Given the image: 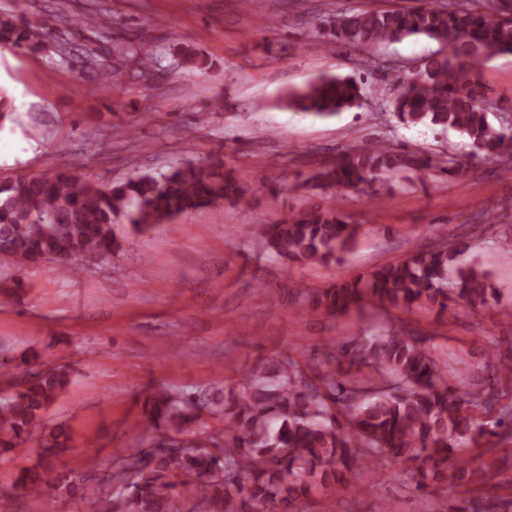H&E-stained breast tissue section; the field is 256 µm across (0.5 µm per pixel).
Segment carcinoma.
I'll list each match as a JSON object with an SVG mask.
<instances>
[{"label":"carcinoma","instance_id":"carcinoma-1","mask_svg":"<svg viewBox=\"0 0 512 512\" xmlns=\"http://www.w3.org/2000/svg\"><path fill=\"white\" fill-rule=\"evenodd\" d=\"M336 44L362 51L407 38L439 48L407 71L387 104L396 124L431 125L460 133L471 155L512 161V123L489 120L492 109L477 75L485 58L512 53V0H425L415 7L359 10L336 15L329 25ZM43 24L20 15L0 16V48L38 51ZM361 86L353 76L323 75L285 95L299 112L332 116L354 107ZM463 167L453 155L394 148L365 139L313 176L323 187H360L410 172L448 177ZM243 194L220 155L180 161L159 175L136 174L102 185L73 172L0 175V258L15 265L44 260L83 265L120 248L114 225L147 232L189 211ZM360 225L347 223L332 205L310 203L282 211L263 224L267 247L302 265L336 262L353 244ZM469 246H421L397 263L373 267L352 281L313 292V305L347 315L371 304L408 313L442 315L460 302L488 306L496 288L488 272L466 258ZM427 336L405 324L360 336L329 351L338 364L311 378L290 357L255 364L242 391L224 402L223 432L201 444L191 432L201 396L162 390L141 404L153 438L172 446L123 449L113 475L109 512H292L314 494L335 496L351 487L361 469L384 459L408 464L409 486L427 493L450 485L463 489L451 512H512V402L496 387L468 389L448 380ZM64 368L25 372L17 389L0 397V461L40 427L44 413L69 384ZM58 427L42 447H67Z\"/></svg>","mask_w":512,"mask_h":512}]
</instances>
